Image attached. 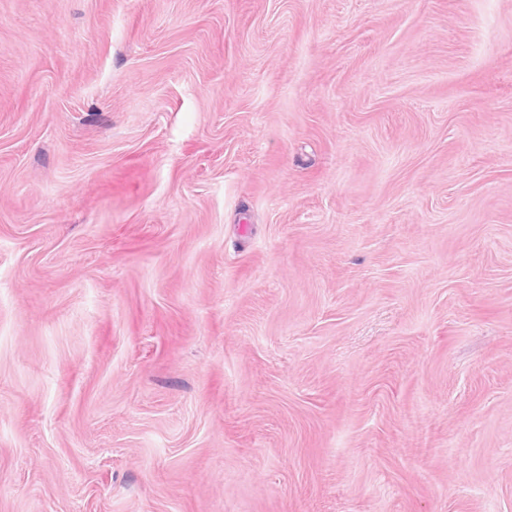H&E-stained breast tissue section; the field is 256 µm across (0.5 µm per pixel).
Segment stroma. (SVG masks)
Returning <instances> with one entry per match:
<instances>
[{"instance_id":"35a3bbf8","label":"stroma","mask_w":512,"mask_h":512,"mask_svg":"<svg viewBox=\"0 0 512 512\" xmlns=\"http://www.w3.org/2000/svg\"><path fill=\"white\" fill-rule=\"evenodd\" d=\"M0 512H512V0H0Z\"/></svg>"}]
</instances>
